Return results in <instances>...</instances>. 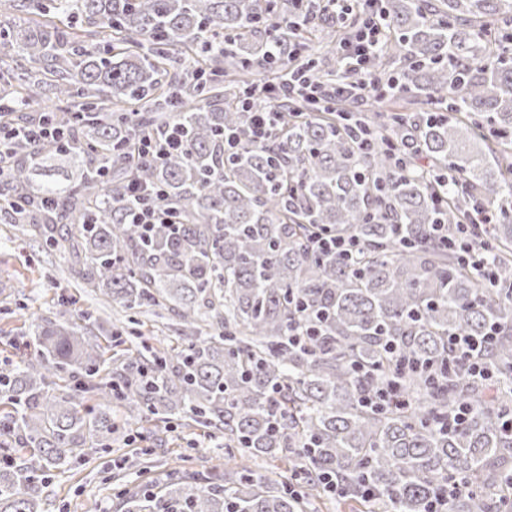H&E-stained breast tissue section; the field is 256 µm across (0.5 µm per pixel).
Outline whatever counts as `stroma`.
Here are the masks:
<instances>
[{"instance_id": "35a3bbf8", "label": "stroma", "mask_w": 512, "mask_h": 512, "mask_svg": "<svg viewBox=\"0 0 512 512\" xmlns=\"http://www.w3.org/2000/svg\"><path fill=\"white\" fill-rule=\"evenodd\" d=\"M79 316L106 346L112 342L101 330L106 322L134 326L160 350L181 343L176 316L149 308L129 314L118 304L102 305L39 229L20 233L9 214L0 211V367L18 361L16 345L27 339L35 319L64 322ZM226 454L223 439L201 429L179 424L159 442L146 425H124L109 448L85 449L81 458L51 476L44 510L114 512L128 492L156 479L159 463L208 471L223 466Z\"/></svg>"}]
</instances>
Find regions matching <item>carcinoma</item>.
Segmentation results:
<instances>
[{
  "label": "carcinoma",
  "mask_w": 512,
  "mask_h": 512,
  "mask_svg": "<svg viewBox=\"0 0 512 512\" xmlns=\"http://www.w3.org/2000/svg\"><path fill=\"white\" fill-rule=\"evenodd\" d=\"M0 29V100L44 113L53 137L4 144L0 194L54 201L11 215L50 242L107 301L170 310L191 334L166 352L142 339L111 356L77 322L44 319L33 353L0 371V512H44L43 484L86 448L106 447L111 407L129 420H186L224 437L243 464L163 476L116 512H308L299 474L336 508L452 512L512 508V0H381L390 40L373 59L417 112L282 97L253 140L256 75L293 62L311 83L335 43L306 0H11ZM180 123L183 150L134 160L131 143ZM239 139L234 157L224 133ZM37 154L36 164L29 163ZM164 190L179 230L130 223L129 186ZM484 207L488 228L473 223ZM470 225L488 241L498 288L442 244ZM358 237L355 269L311 248ZM318 335L299 347L294 328ZM498 327L474 383L448 338ZM71 384L55 388L54 378ZM401 402L367 396L391 383ZM468 409L448 427V415ZM288 462L275 486L245 462ZM332 477V494L318 478Z\"/></svg>",
  "instance_id": "carcinoma-1"
}]
</instances>
